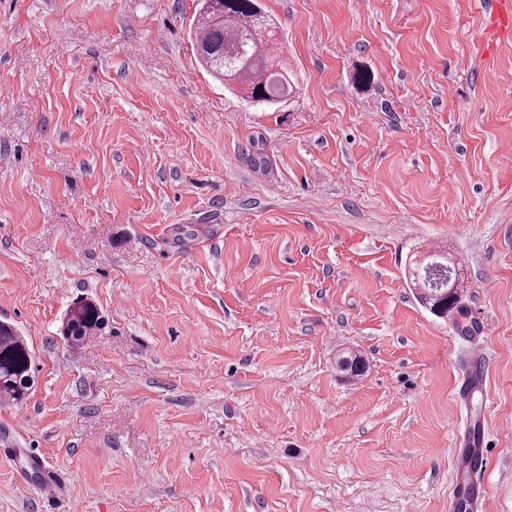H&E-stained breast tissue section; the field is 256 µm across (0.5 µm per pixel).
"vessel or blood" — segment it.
Wrapping results in <instances>:
<instances>
[{
	"instance_id": "1",
	"label": "vessel or blood",
	"mask_w": 512,
	"mask_h": 512,
	"mask_svg": "<svg viewBox=\"0 0 512 512\" xmlns=\"http://www.w3.org/2000/svg\"><path fill=\"white\" fill-rule=\"evenodd\" d=\"M512 35V0H490L484 21L483 37L494 42ZM489 365L484 352L473 348L465 371L457 385L459 402L470 406L465 430L455 439V468L452 478L450 506L452 512H480L488 494L486 483L476 474L486 460L485 411L487 394L484 383Z\"/></svg>"
}]
</instances>
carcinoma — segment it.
I'll list each match as a JSON object with an SVG mask.
<instances>
[{
	"label": "carcinoma",
	"mask_w": 512,
	"mask_h": 512,
	"mask_svg": "<svg viewBox=\"0 0 512 512\" xmlns=\"http://www.w3.org/2000/svg\"><path fill=\"white\" fill-rule=\"evenodd\" d=\"M253 0H220L218 5L201 9L194 21L192 39L202 68L213 78L235 85L252 100L267 96L276 101L292 89V71L280 46L259 37ZM423 305L436 317L459 310L455 284L448 281V268L422 277ZM101 324L97 305L82 300L67 313L65 339L71 348L86 343ZM33 352L14 325L0 322V398L22 402L30 385ZM341 372L352 377L363 375L365 360L356 355L338 361Z\"/></svg>",
	"instance_id": "obj_1"
}]
</instances>
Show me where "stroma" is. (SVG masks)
Masks as SVG:
<instances>
[{
  "label": "stroma",
  "instance_id": "35a3bbf8",
  "mask_svg": "<svg viewBox=\"0 0 512 512\" xmlns=\"http://www.w3.org/2000/svg\"><path fill=\"white\" fill-rule=\"evenodd\" d=\"M485 2L263 0L298 80L269 105L200 67L199 0H0V320L36 362L0 405V512H448L476 344L484 512H512V40ZM439 248L445 318L406 275ZM441 264L444 268L438 271V273H433L431 276L424 274L421 277L422 288L427 290L423 292L424 295L421 296V301L426 309L436 317H444L449 312L454 310L459 312L460 310L457 304L455 280L451 283V277L448 282V264ZM441 278L444 279L442 287L438 284ZM101 324V316L97 305L88 300H82L67 313L64 327L65 339L71 348L83 346Z\"/></svg>",
  "mask_w": 512,
  "mask_h": 512
}]
</instances>
